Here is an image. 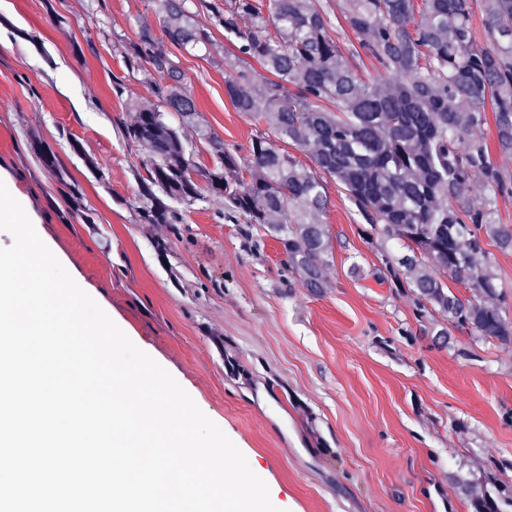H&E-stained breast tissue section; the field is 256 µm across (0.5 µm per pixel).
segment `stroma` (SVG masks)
<instances>
[{
    "label": "stroma",
    "instance_id": "stroma-1",
    "mask_svg": "<svg viewBox=\"0 0 512 512\" xmlns=\"http://www.w3.org/2000/svg\"><path fill=\"white\" fill-rule=\"evenodd\" d=\"M320 2L370 76L343 0ZM144 25L163 37L158 0H0V178L42 241L233 441L280 512H473L464 480L511 503L512 345L439 335L386 266L403 248L360 222L334 178L322 179L318 288L210 193L179 205L182 223H142L144 150L125 129L151 94L124 55ZM212 40L211 54L176 52L183 87L200 125L244 148L256 127L224 93L234 49L223 32Z\"/></svg>",
    "mask_w": 512,
    "mask_h": 512
}]
</instances>
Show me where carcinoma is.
<instances>
[{
  "label": "carcinoma",
  "mask_w": 512,
  "mask_h": 512,
  "mask_svg": "<svg viewBox=\"0 0 512 512\" xmlns=\"http://www.w3.org/2000/svg\"><path fill=\"white\" fill-rule=\"evenodd\" d=\"M207 11L208 24L197 7ZM160 0L166 39L138 32L129 68L149 64L155 102L142 105L127 137L144 147L148 179L138 214L145 224H178V210L201 197L195 169L178 127L184 126L219 160L200 171L224 208L249 224H267L282 238L285 265L310 287L321 278L328 250L313 216L327 199L321 176L347 192L362 223L380 227L406 254L389 264L391 276L412 288L421 315H438L484 340L512 344V317L500 305L490 239L512 250V227L497 220L498 200L512 181L491 159L487 139L474 131L492 113L495 143L512 152V0H484L487 43L477 44L472 0H345L340 14L360 53L378 76L359 79L330 34L316 0ZM224 30L238 62L224 79L234 108L259 126L246 154L198 123L194 101L168 45L206 49L208 27ZM271 74L257 80L253 64ZM314 149L315 170L276 141ZM479 184L480 201L470 199ZM471 290L465 298L453 288ZM474 512H502L488 492L465 484Z\"/></svg>",
  "instance_id": "cac0c4a2"
}]
</instances>
